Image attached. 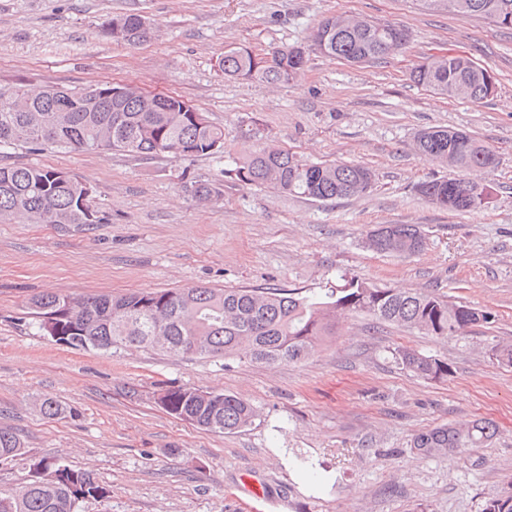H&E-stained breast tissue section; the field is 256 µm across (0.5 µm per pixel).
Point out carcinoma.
Listing matches in <instances>:
<instances>
[{
  "label": "carcinoma",
  "mask_w": 512,
  "mask_h": 512,
  "mask_svg": "<svg viewBox=\"0 0 512 512\" xmlns=\"http://www.w3.org/2000/svg\"><path fill=\"white\" fill-rule=\"evenodd\" d=\"M460 18L512 19V0H455ZM104 31L117 44L137 45L152 34L141 15L112 18ZM408 33L395 24L330 16L311 34V47L351 64L378 61L405 47ZM309 47V48H311ZM309 48L287 47L257 53L233 46L217 70L230 80L288 84L304 71ZM467 56L446 52L437 63L426 59L411 79L437 95L455 97L461 83H474L477 69ZM184 100L133 93L95 101L82 88L20 84L0 86V148L28 145L36 150H117L141 156L166 154L175 159L224 153V131L205 113L183 111ZM248 147L233 159L236 180L250 186L320 201L358 197L372 187L374 174L359 164L306 163L271 143L259 120L244 132ZM415 150L441 161L453 155L458 177L419 183L417 192L441 210L470 211L489 202L491 186L475 172L498 163L496 152L464 131L432 128L420 132ZM87 182L62 169L45 166L0 167V223L24 217L35 224L80 226L104 221L85 196ZM366 248L377 253L413 256L427 246L416 224H382L370 229ZM35 322L44 335L73 349L110 351L143 347L174 355L221 359L237 355L267 365L297 363L336 335V318L364 314L390 324L441 338L459 337L478 324L494 321L491 312L444 296L396 288H378L355 275L342 274L320 296L301 297L272 288H182L83 298L43 293L32 300ZM167 341L154 340L157 328ZM397 364L418 377L445 382L453 371L447 361L408 347L393 349ZM158 405L168 414L200 428L230 434L257 416L247 401L229 393L187 387L161 390ZM496 427L476 419L463 427L442 425L418 433L411 448L432 456L459 448H484ZM27 455L19 436L0 428V462ZM33 479L17 491L0 488V512H78L79 503L107 497L91 473L61 461L33 463ZM482 512H512V491L486 501Z\"/></svg>",
  "instance_id": "cac0c4a2"
}]
</instances>
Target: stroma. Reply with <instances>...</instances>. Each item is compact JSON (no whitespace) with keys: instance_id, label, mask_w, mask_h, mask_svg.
<instances>
[{"instance_id":"obj_1","label":"stroma","mask_w":512,"mask_h":512,"mask_svg":"<svg viewBox=\"0 0 512 512\" xmlns=\"http://www.w3.org/2000/svg\"><path fill=\"white\" fill-rule=\"evenodd\" d=\"M138 13L154 30L136 47L104 32ZM347 13L403 26L405 49L359 65L311 52L293 83L228 81L217 60L306 42L323 17ZM461 52L491 70L494 96L443 97L411 73L433 54ZM134 84L177 95L224 131V154L173 159L121 151L0 149V166H50L90 183L106 223L60 230L0 224V428L26 458L0 464V488L22 485L31 460L64 459L108 489L79 512H481L512 487V367L491 354L512 340V29L424 8L420 0H0V85ZM310 163L374 173L360 197L318 201L247 186L230 174L249 118ZM462 130L495 150L487 206L449 212L416 191L448 175L419 155L417 133ZM212 187L210 199L195 195ZM378 224H416L428 237L411 257L364 245ZM380 288L427 290L492 312L490 327L452 339L340 318L308 359L268 366L229 356L144 348L75 350L39 332L32 299L210 288L298 289L320 295L338 275ZM405 346L448 361L430 382L401 369ZM169 386L230 393L258 417L233 434L200 429L157 404ZM65 414L39 411L43 397ZM492 421L485 448L423 457L419 432Z\"/></svg>"}]
</instances>
